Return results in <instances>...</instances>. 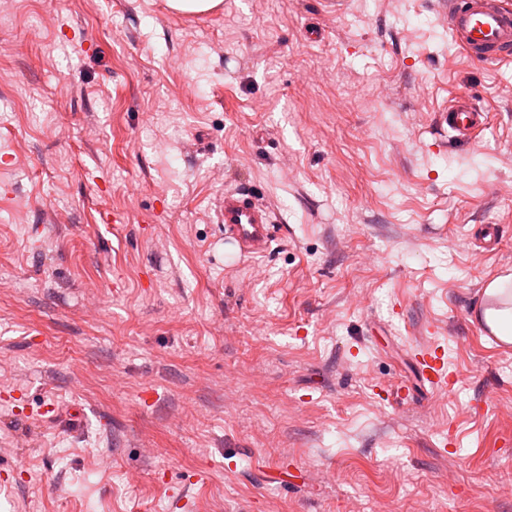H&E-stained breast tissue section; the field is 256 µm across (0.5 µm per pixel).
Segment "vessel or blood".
Instances as JSON below:
<instances>
[{"instance_id":"vessel-or-blood-1","label":"vessel or blood","mask_w":512,"mask_h":512,"mask_svg":"<svg viewBox=\"0 0 512 512\" xmlns=\"http://www.w3.org/2000/svg\"><path fill=\"white\" fill-rule=\"evenodd\" d=\"M448 32L469 59L490 63L512 60V6L506 0H449ZM456 142H474L486 115L468 94H457L448 108L435 116ZM218 221L224 236L241 256L265 255L277 226L271 208L248 188L225 190L218 202ZM411 357L419 374L436 393L447 392L459 377L448 367L445 351L433 338L414 345Z\"/></svg>"}]
</instances>
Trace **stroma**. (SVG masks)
<instances>
[{"label": "stroma", "instance_id": "obj_1", "mask_svg": "<svg viewBox=\"0 0 512 512\" xmlns=\"http://www.w3.org/2000/svg\"><path fill=\"white\" fill-rule=\"evenodd\" d=\"M442 15L0 0V512H512V348L478 321L512 276V61ZM460 92L470 146L433 123ZM235 186L265 256L216 221ZM218 221L224 237L244 257L265 255L277 229L271 208L246 187L225 189L218 202ZM440 342L428 338L411 348V357L415 361L421 379L428 384L434 393H444L449 386L458 381V374L448 368V360Z\"/></svg>", "mask_w": 512, "mask_h": 512}]
</instances>
